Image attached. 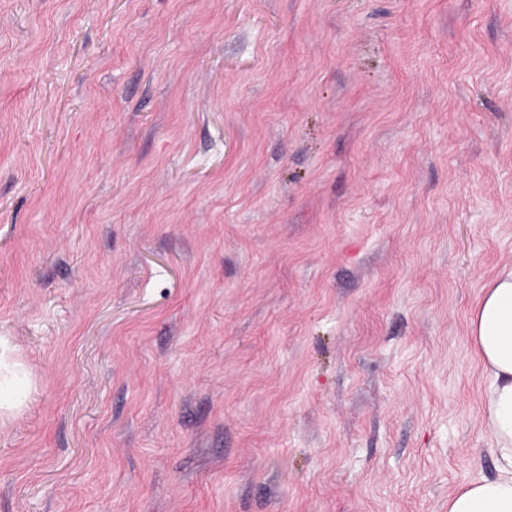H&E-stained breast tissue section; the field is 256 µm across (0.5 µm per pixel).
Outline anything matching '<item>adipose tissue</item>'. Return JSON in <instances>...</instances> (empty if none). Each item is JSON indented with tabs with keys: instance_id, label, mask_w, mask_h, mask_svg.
<instances>
[{
	"instance_id": "adipose-tissue-1",
	"label": "adipose tissue",
	"mask_w": 512,
	"mask_h": 512,
	"mask_svg": "<svg viewBox=\"0 0 512 512\" xmlns=\"http://www.w3.org/2000/svg\"><path fill=\"white\" fill-rule=\"evenodd\" d=\"M470 339L485 377L483 422L497 474L476 476L448 501V512H512V270L487 288L470 317ZM31 384L0 341V413L22 406Z\"/></svg>"
}]
</instances>
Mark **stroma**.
I'll use <instances>...</instances> for the list:
<instances>
[{
  "label": "stroma",
  "mask_w": 512,
  "mask_h": 512,
  "mask_svg": "<svg viewBox=\"0 0 512 512\" xmlns=\"http://www.w3.org/2000/svg\"><path fill=\"white\" fill-rule=\"evenodd\" d=\"M510 268L512 0H0V512H448ZM10 349L0 341V413L22 406L28 399L31 384L21 363L11 361Z\"/></svg>",
  "instance_id": "1"
}]
</instances>
